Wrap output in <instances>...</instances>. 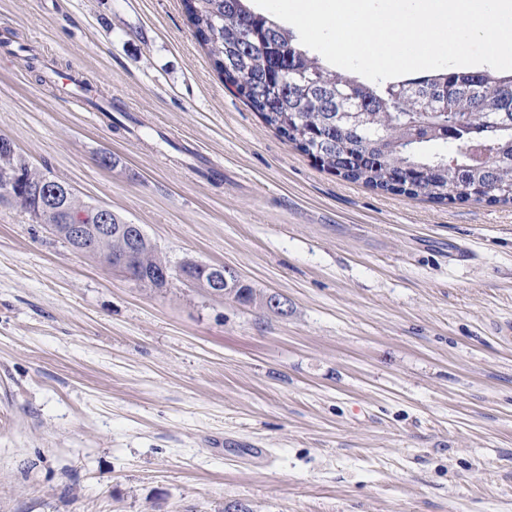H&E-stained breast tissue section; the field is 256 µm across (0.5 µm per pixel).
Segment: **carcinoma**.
<instances>
[{
	"mask_svg": "<svg viewBox=\"0 0 512 512\" xmlns=\"http://www.w3.org/2000/svg\"><path fill=\"white\" fill-rule=\"evenodd\" d=\"M197 42L230 87L240 78L245 103L263 122L328 171L389 193L435 203L512 205V74L435 70L412 79L366 82L336 70L298 36L247 0H182ZM49 175L35 170L0 137L1 200L39 224L64 216L93 223L90 206L71 194L42 204ZM127 234L101 240L85 256L118 263ZM165 265L149 237L131 267L151 275ZM243 304H263L248 284L230 289Z\"/></svg>",
	"mask_w": 512,
	"mask_h": 512,
	"instance_id": "cac0c4a2",
	"label": "carcinoma"
}]
</instances>
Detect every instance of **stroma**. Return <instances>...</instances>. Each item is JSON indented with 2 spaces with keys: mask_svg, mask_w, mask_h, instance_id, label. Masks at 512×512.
Returning a JSON list of instances; mask_svg holds the SVG:
<instances>
[{
  "mask_svg": "<svg viewBox=\"0 0 512 512\" xmlns=\"http://www.w3.org/2000/svg\"><path fill=\"white\" fill-rule=\"evenodd\" d=\"M4 29L0 136L32 168L286 306L134 282L0 202V512H512V206L323 169L180 0H0ZM47 59L121 126L51 97Z\"/></svg>",
  "mask_w": 512,
  "mask_h": 512,
  "instance_id": "obj_1",
  "label": "stroma"
}]
</instances>
